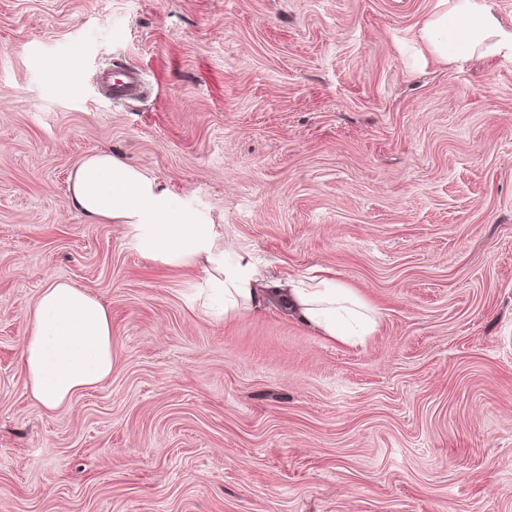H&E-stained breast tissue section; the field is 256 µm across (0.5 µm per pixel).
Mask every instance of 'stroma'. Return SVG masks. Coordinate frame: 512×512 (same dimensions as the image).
I'll list each match as a JSON object with an SVG mask.
<instances>
[{"instance_id": "stroma-1", "label": "stroma", "mask_w": 512, "mask_h": 512, "mask_svg": "<svg viewBox=\"0 0 512 512\" xmlns=\"http://www.w3.org/2000/svg\"><path fill=\"white\" fill-rule=\"evenodd\" d=\"M438 9L0 0V512H512V54L438 58ZM111 68L142 97L105 98ZM97 152L225 263L335 271L375 332L332 341L268 292L207 313L202 267L75 205ZM57 280L109 312L112 374L49 410L20 354Z\"/></svg>"}]
</instances>
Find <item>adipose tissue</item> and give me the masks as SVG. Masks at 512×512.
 <instances>
[{"label":"adipose tissue","mask_w":512,"mask_h":512,"mask_svg":"<svg viewBox=\"0 0 512 512\" xmlns=\"http://www.w3.org/2000/svg\"><path fill=\"white\" fill-rule=\"evenodd\" d=\"M421 37L444 59L512 52V30L475 0H450L423 22ZM71 191L88 216L126 225L142 251L176 264L202 265L225 316L259 307L262 271L249 264L225 265L212 225L198 223L137 167L106 152L92 154L76 168ZM283 295L302 323L332 339L346 342L375 329L370 308L335 279L323 277L312 284L293 279ZM20 360L43 405H66L111 375V317L87 292L51 283L31 315Z\"/></svg>","instance_id":"adipose-tissue-1"}]
</instances>
